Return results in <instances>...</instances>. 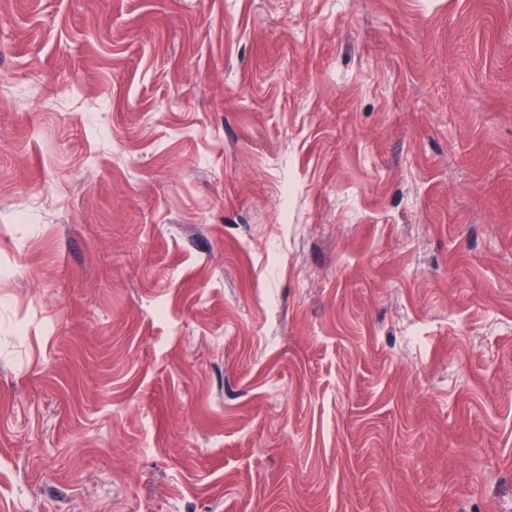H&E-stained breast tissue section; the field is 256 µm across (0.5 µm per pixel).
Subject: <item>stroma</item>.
Wrapping results in <instances>:
<instances>
[{"instance_id":"obj_1","label":"stroma","mask_w":512,"mask_h":512,"mask_svg":"<svg viewBox=\"0 0 512 512\" xmlns=\"http://www.w3.org/2000/svg\"><path fill=\"white\" fill-rule=\"evenodd\" d=\"M0 512H512V0H0Z\"/></svg>"}]
</instances>
